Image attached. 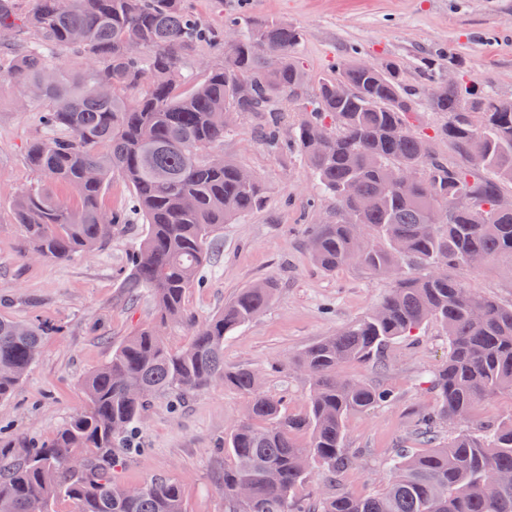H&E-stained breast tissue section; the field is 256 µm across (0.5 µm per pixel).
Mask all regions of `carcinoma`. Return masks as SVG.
Masks as SVG:
<instances>
[{
	"mask_svg": "<svg viewBox=\"0 0 512 512\" xmlns=\"http://www.w3.org/2000/svg\"><path fill=\"white\" fill-rule=\"evenodd\" d=\"M1 28L13 33L0 40L1 84L22 89L55 74L37 101L47 135L26 150L41 179L14 199L27 252L63 262L105 245L112 227L125 223L102 205L118 175L132 187L130 208L147 224L130 257L127 293L149 290L156 316L86 377L85 407L49 441L6 455L0 512H57L60 499L75 512H188L177 483L151 477L129 494L112 469L121 436L135 428L153 394L218 384L249 399L247 417L224 438V453L234 460L218 482L227 512H512V419L440 441L443 424L467 422L483 398L512 393V307L456 277L472 269V254L486 265L512 262V209L496 207L500 184L512 183V98L442 83V51L424 60L427 78L419 87L405 84L392 60L364 67L353 59L319 81L286 138L271 104L301 96L306 84L304 68L290 56L301 33L284 22L244 26L230 17L216 29L183 0H72L66 12L57 0H0ZM226 30L237 32L234 43H225ZM203 46L225 47L223 60L188 70L185 59ZM60 49L82 54L87 68L77 75L60 70L52 64ZM240 80L252 84L248 99L236 96ZM103 83L108 96L95 93ZM423 103L447 117L431 136L414 125ZM475 110L484 118L478 128ZM251 112L269 113L266 146L298 152L336 201V221L310 231L315 263L329 272L355 265L392 283L366 315L289 358L309 379L302 415L265 395L256 372L224 366V339L267 308L273 282L251 285L200 322L187 310L189 291L203 282L213 233L267 202L260 179L241 181L242 166L208 162L235 115ZM473 135L484 139L477 161L467 150ZM436 139L448 140L486 176L439 159ZM411 166L422 173L417 185L400 179ZM57 185L76 203L60 200ZM445 208L442 224L437 214ZM433 263L447 271L432 274ZM430 321L448 335V360L429 379L434 405L414 422L416 440L429 451L396 449L391 475L375 494L338 488L299 496L313 466L332 485L352 463L344 446L347 415L393 399L391 389L343 378L338 367L381 366L396 340ZM179 323L188 324L190 340L173 350L158 328ZM43 336L34 323L0 317V401L23 382Z\"/></svg>",
	"mask_w": 512,
	"mask_h": 512,
	"instance_id": "cac0c4a2",
	"label": "carcinoma"
}]
</instances>
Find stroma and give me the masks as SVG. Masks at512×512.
<instances>
[{
	"label": "stroma",
	"mask_w": 512,
	"mask_h": 512,
	"mask_svg": "<svg viewBox=\"0 0 512 512\" xmlns=\"http://www.w3.org/2000/svg\"><path fill=\"white\" fill-rule=\"evenodd\" d=\"M186 8L213 26L225 18L273 19L297 27L293 49L310 85L353 57L396 61L406 84L420 82L421 61L453 48L464 81L474 89L512 97V0H184ZM17 89L0 87V316L35 320L47 328L38 361L22 385L0 401V445L21 447L48 440L85 404L83 380L113 347L154 316L149 296L129 300L123 288L132 249L142 240V217L119 225L111 240L89 255L65 262L29 257L13 199L37 179L25 162L28 143L42 136L37 105L19 108ZM261 115L237 120L219 149L225 158L254 172L265 184L262 210L225 225L213 239L204 281L190 291L188 312L201 320L250 284L270 278L278 291L253 322L224 341L227 368H249L262 391L303 412L309 386L288 359L335 334L371 310L388 280L354 266L326 272L312 261L307 239L312 225L335 218V202L319 192L309 167L293 153L274 152L262 142ZM466 284L512 305V263L497 262L460 274ZM448 358V338L428 323L397 340L385 367L350 362L342 375L381 382L393 401L346 419L347 445L355 460L341 485L357 496L383 488L394 449L413 446L416 415L432 404L427 381ZM246 397L215 385L196 392L158 394L140 418L133 452L114 470L134 487L150 477L177 482L189 512H225L216 477L231 457L218 454L224 437L243 418Z\"/></svg>",
	"instance_id": "stroma-1"
}]
</instances>
